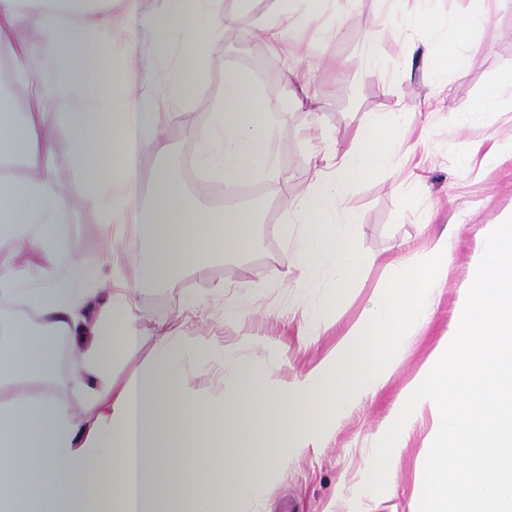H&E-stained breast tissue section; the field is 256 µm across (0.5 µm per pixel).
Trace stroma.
<instances>
[{"label": "stroma", "mask_w": 512, "mask_h": 512, "mask_svg": "<svg viewBox=\"0 0 512 512\" xmlns=\"http://www.w3.org/2000/svg\"><path fill=\"white\" fill-rule=\"evenodd\" d=\"M223 8L236 19L219 39L199 50L177 43L162 55L151 30L139 23L140 17L159 11V0H136L131 13L115 5L112 26L104 34L109 46L101 74L111 81L117 102L151 96L163 115L165 133L189 161L224 97L225 67L259 78L265 96L279 102L285 114L275 123L273 148L288 182L254 183L250 201L260 220L255 246L182 272L168 286L141 282L143 251L133 225L122 230V250L113 251L100 212L89 204L68 155L58 147L54 177L67 202L59 244L104 273L120 268L128 281L139 285L138 346L115 369L118 379L146 371L156 356L158 337L168 333L185 346L216 338L242 355L257 376L277 383L303 377L346 341L349 328L384 287L390 259L424 266L431 241L449 234L454 248L436 287L429 323L411 330L376 392L352 403L320 447L302 449L274 466L257 492L262 512H418L433 430L430 414L417 420L400 448L386 491L365 495L360 485L390 410L448 335L461 309L483 233L512 217V161L497 166L483 161L491 144L512 138V90H501L503 108L491 124L471 116L474 102L492 89L502 72L512 70V0H498L485 30L476 36V47L442 79L428 68L430 45L413 46L399 29L377 26L383 0H352L351 17L327 14L321 23L302 26L287 51L278 54L256 36L259 28L277 22V0H223ZM323 24L340 25L339 35L323 37ZM377 47L384 57L376 62L371 53ZM408 57L413 60L409 73L402 69ZM295 68L311 70L317 101L298 104L289 80ZM190 70L195 77L188 94L169 96L167 88L178 73ZM409 111L416 114V126L397 143L392 170L355 187L336 205L337 216L356 215L357 249L367 260L363 278L325 324L309 325L307 316L321 304L324 290L294 270L292 252L276 232L284 218V197L306 190L311 159L328 144L349 145L368 118ZM189 127L197 139L185 138ZM464 151L470 154L465 162L459 159ZM232 297L242 311L228 319L224 304ZM79 378L76 354L64 347L56 355L52 378L55 399L87 428L88 393Z\"/></svg>", "instance_id": "obj_1"}]
</instances>
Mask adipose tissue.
I'll return each instance as SVG.
<instances>
[{"mask_svg": "<svg viewBox=\"0 0 512 512\" xmlns=\"http://www.w3.org/2000/svg\"><path fill=\"white\" fill-rule=\"evenodd\" d=\"M390 10L377 24L399 19L410 41L432 30L441 37L430 64L445 74L460 61L458 47L468 45L483 28L495 0H469L468 8L437 20L438 0H389ZM222 0H164L162 15L144 19L158 52L168 50L170 18L195 13L200 25L184 30L186 42L203 46L231 25ZM113 0H0V54L9 57L17 75L36 78L23 112L0 99V166L25 160L22 180L0 177V243L13 245L0 259V295L25 291L41 316L44 334L35 335L21 314L0 320V512H177L164 494L149 492L146 474L150 448L173 447L172 401L182 377V352L168 337L157 343L152 370L120 380L113 371L138 343V318L131 301L138 287L123 284L120 271L104 275L61 249L54 233L66 215L65 193L52 173L49 143L43 129L60 128L72 164L100 209L105 224L121 229L134 215L146 252L142 281L168 285L187 268L250 250L257 222L251 208L237 206L206 214L187 202L188 190L171 168L177 155L162 133L152 98L141 96L132 108L112 105V93L94 75L102 45L100 26ZM49 78H42L43 70ZM278 104L267 99L254 78L224 69V98L211 116L209 136L195 160L207 175L200 191L220 181L239 184L257 177L279 179L278 162L269 144ZM407 113L393 122L380 119L358 127L350 147L332 162L329 175H315L307 189L290 199L280 232L291 243L307 280L323 283L326 297L309 322L326 321L364 268L357 254L354 213L336 223L334 204L376 173L391 169L393 145ZM164 160L151 187L152 204L139 207L136 166L142 154ZM452 242L432 240L433 263L418 271L397 259L386 265L387 289L349 331L350 338L304 378L273 384L252 377L233 350L223 359L226 391L222 400L183 388L193 408L189 426L202 439L195 453V494L204 502L227 500L225 512H242L243 503L274 463L294 449L317 447L337 415L387 377L403 336L425 324L434 303L433 288L448 269ZM116 283L123 294L111 314L86 326L82 284ZM72 339L82 370L99 379L90 390L94 423L80 431L55 398L57 336ZM38 382L28 393L21 381ZM181 387V386H180ZM273 418L268 431L261 416ZM248 436H241V429ZM253 448L245 475L226 482L223 451ZM109 465L101 467L102 450Z\"/></svg>", "mask_w": 512, "mask_h": 512, "instance_id": "adipose-tissue-1", "label": "adipose tissue"}]
</instances>
